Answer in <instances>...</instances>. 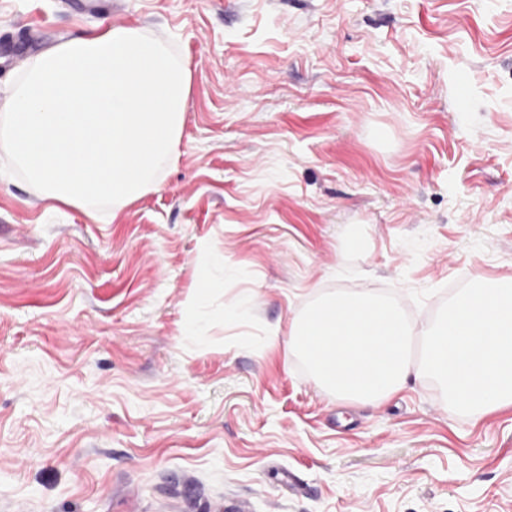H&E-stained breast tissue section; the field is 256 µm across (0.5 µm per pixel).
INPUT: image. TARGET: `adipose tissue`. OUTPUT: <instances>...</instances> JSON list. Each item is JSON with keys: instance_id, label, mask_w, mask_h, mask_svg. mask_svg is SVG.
Instances as JSON below:
<instances>
[{"instance_id": "1", "label": "adipose tissue", "mask_w": 512, "mask_h": 512, "mask_svg": "<svg viewBox=\"0 0 512 512\" xmlns=\"http://www.w3.org/2000/svg\"><path fill=\"white\" fill-rule=\"evenodd\" d=\"M191 72L136 26L40 53L0 99V151L43 199L121 209L179 156Z\"/></svg>"}]
</instances>
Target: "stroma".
<instances>
[{"label":"stroma","instance_id":"35a3bbf8","mask_svg":"<svg viewBox=\"0 0 512 512\" xmlns=\"http://www.w3.org/2000/svg\"><path fill=\"white\" fill-rule=\"evenodd\" d=\"M112 25L187 62L180 156L99 220L0 157V512H512V409L339 400L288 350L325 292L422 328L512 275V0H0V91Z\"/></svg>","mask_w":512,"mask_h":512}]
</instances>
